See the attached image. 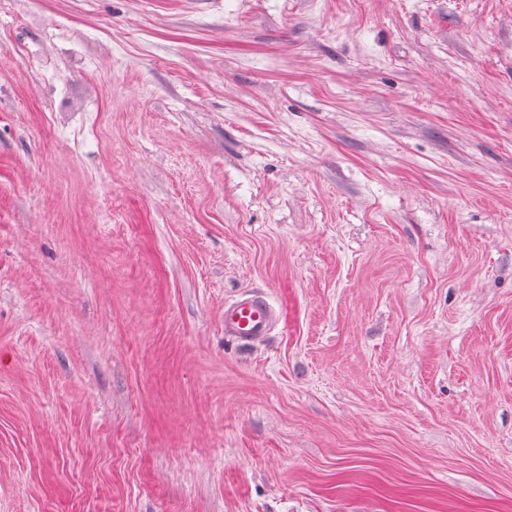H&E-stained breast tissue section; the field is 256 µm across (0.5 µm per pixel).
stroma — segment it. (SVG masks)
<instances>
[{"label": "stroma", "mask_w": 512, "mask_h": 512, "mask_svg": "<svg viewBox=\"0 0 512 512\" xmlns=\"http://www.w3.org/2000/svg\"><path fill=\"white\" fill-rule=\"evenodd\" d=\"M0 512H512V0H0ZM280 313L260 294L248 293L224 305V334L242 344L271 336Z\"/></svg>", "instance_id": "1"}]
</instances>
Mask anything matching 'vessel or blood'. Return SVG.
<instances>
[{"label":"vessel or blood","instance_id":"obj_1","mask_svg":"<svg viewBox=\"0 0 512 512\" xmlns=\"http://www.w3.org/2000/svg\"><path fill=\"white\" fill-rule=\"evenodd\" d=\"M279 321V312L260 294H244L224 306V333L242 344L271 336Z\"/></svg>","mask_w":512,"mask_h":512}]
</instances>
